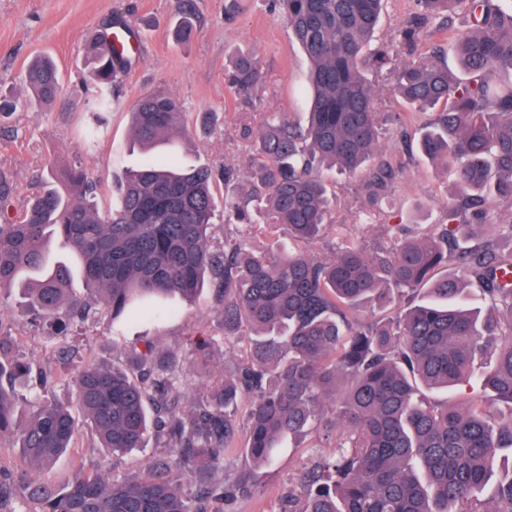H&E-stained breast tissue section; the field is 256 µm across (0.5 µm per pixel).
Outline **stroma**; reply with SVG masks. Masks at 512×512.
Listing matches in <instances>:
<instances>
[{
    "instance_id": "35a3bbf8",
    "label": "stroma",
    "mask_w": 512,
    "mask_h": 512,
    "mask_svg": "<svg viewBox=\"0 0 512 512\" xmlns=\"http://www.w3.org/2000/svg\"><path fill=\"white\" fill-rule=\"evenodd\" d=\"M196 33L190 42H177L173 29L181 0H0V91L26 97L22 72L36 54H50L63 76V90L48 107H18L0 118V167L14 176L16 195L25 199L35 186L64 176L80 162L100 184L98 202L109 207L116 185L141 161L134 149L130 110L143 95L162 91L180 100L186 112V136L167 141L163 152L180 167L226 166L236 171L230 185L216 183V195L246 193L249 189L250 141L247 128L256 127L259 112L302 124L310 110L309 61L291 36L287 19L266 0H193ZM418 10L416 0H387L377 39L390 52L391 62L376 79L378 106L397 112L411 138L431 119L430 113L407 107L393 91V73L406 54L399 47V31ZM119 19L142 36L127 70L113 88L114 106L105 129L92 143L81 135L93 104L92 83L83 64V49L104 22ZM252 53L266 82L263 102L253 107L234 95L224 73L239 53ZM381 144L390 156L396 177L385 192L380 215L369 216L370 187L363 176L336 179L333 218L345 235L372 245H390L399 224H443L448 204L456 193L452 169L437 166L419 152L405 150L394 124H386ZM0 326L15 337L36 361L55 360L52 343L30 326L19 291L0 290ZM213 338L215 348L207 369H193L184 386L183 405H191L216 379H227L246 348L242 339H225L221 313L211 289H204L195 304L159 322L125 319L113 333L109 316L92 324L84 343L87 358L103 365L122 364L125 343L140 339L158 348L186 350L190 339ZM155 440L124 455H109L98 448L87 426H80L77 444L61 456L43 480L57 483L74 466L85 465L115 477L134 475L161 455ZM319 449L310 442L288 448L270 466L256 471L250 493L224 503L223 512H282L288 488L309 468Z\"/></svg>"
}]
</instances>
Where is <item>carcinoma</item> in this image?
Returning <instances> with one entry per match:
<instances>
[{
  "instance_id": "cac0c4a2",
  "label": "carcinoma",
  "mask_w": 512,
  "mask_h": 512,
  "mask_svg": "<svg viewBox=\"0 0 512 512\" xmlns=\"http://www.w3.org/2000/svg\"><path fill=\"white\" fill-rule=\"evenodd\" d=\"M306 54L313 87L307 125L260 121L252 138L248 198L224 196V223L258 227L285 240L274 254L254 252L245 238L210 237L214 225L209 166L179 168L154 154L184 133V105L162 92L141 97L132 115L133 142L144 153L112 207L98 208V185L82 164L65 173L61 192L48 185L15 207L16 185L0 169V288L20 285L33 325L58 344L62 370L52 374L0 334V441H15L23 464L0 475V512H214L211 505L248 491L244 471L231 485L215 477L236 438V400L248 396L246 449L271 464L288 442L323 430L335 451L300 474L302 506L288 495L283 512H512V13L494 0H421L400 45L409 58L396 88L414 108L437 113L418 148L429 161L455 168L459 194L448 223L418 234L397 229L393 245L334 246L315 257L300 246L332 227L322 168L363 174L382 210V190L395 172L383 150L382 120L365 65L382 71L389 52L371 48L383 0H272ZM176 38L195 35L191 4ZM462 14L468 30L453 29ZM449 32L462 72L439 63L444 42L415 52L427 24ZM109 28L89 51L98 113L89 136L112 107V88L127 60L114 56ZM259 61L241 53L227 75L233 93L254 102L263 83ZM23 84L42 106L62 91L55 63L35 57ZM490 224L480 237L467 228ZM76 253L86 295L73 296L71 265L52 260V236ZM210 282L224 338L245 336L249 353L232 383L181 408L184 362L150 341L132 363L85 361L70 338L83 335L99 311L119 327L125 315L160 321L191 303ZM475 284L481 298L465 285ZM406 308L387 322L359 313L393 300ZM205 336L192 356L205 364ZM477 381L494 410L437 404L425 391ZM64 381L75 404L49 396ZM335 403L332 415L325 404ZM32 407L20 425L16 412ZM114 455L155 437L170 449L134 478L76 467L51 484L37 473L72 447L73 409ZM206 470L195 494L185 477Z\"/></svg>"
}]
</instances>
